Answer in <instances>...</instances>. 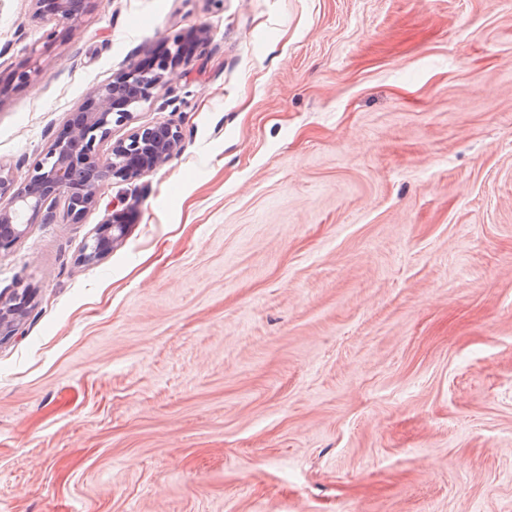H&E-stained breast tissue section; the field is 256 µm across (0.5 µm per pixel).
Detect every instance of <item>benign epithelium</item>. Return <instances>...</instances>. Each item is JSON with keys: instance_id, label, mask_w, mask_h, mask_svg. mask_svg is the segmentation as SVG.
<instances>
[{"instance_id": "7a95c632", "label": "benign epithelium", "mask_w": 512, "mask_h": 512, "mask_svg": "<svg viewBox=\"0 0 512 512\" xmlns=\"http://www.w3.org/2000/svg\"><path fill=\"white\" fill-rule=\"evenodd\" d=\"M33 16L50 25L46 38L57 27L76 21L84 0H31ZM208 38L201 27L191 33L174 32L165 38V50L146 64H131L112 80L95 88L86 103L67 121L64 130L46 152L35 159L28 181L10 189L0 176V195L12 190L9 202L0 207V254L24 238L34 221L57 222L58 217L77 224L98 204V190L105 180L124 183L157 170L178 154L180 128L170 122L141 126L129 135L112 139V129L127 124L165 76L180 65L188 50L187 41ZM110 142L107 151L101 144ZM63 200V214L56 201ZM131 204L112 210L85 246L84 258L96 260L120 245L126 237ZM34 290L16 288L0 295V343L16 335L28 318Z\"/></svg>"}]
</instances>
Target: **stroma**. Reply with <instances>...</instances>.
Masks as SVG:
<instances>
[{"instance_id": "obj_1", "label": "stroma", "mask_w": 512, "mask_h": 512, "mask_svg": "<svg viewBox=\"0 0 512 512\" xmlns=\"http://www.w3.org/2000/svg\"><path fill=\"white\" fill-rule=\"evenodd\" d=\"M31 13L0 0L18 185L95 87L209 37L112 130L179 154L0 255L37 290L0 512H512V0H87L50 41ZM133 210V204H126L121 210L113 209L112 206V215L102 221L85 246L86 260L99 259L123 242Z\"/></svg>"}]
</instances>
